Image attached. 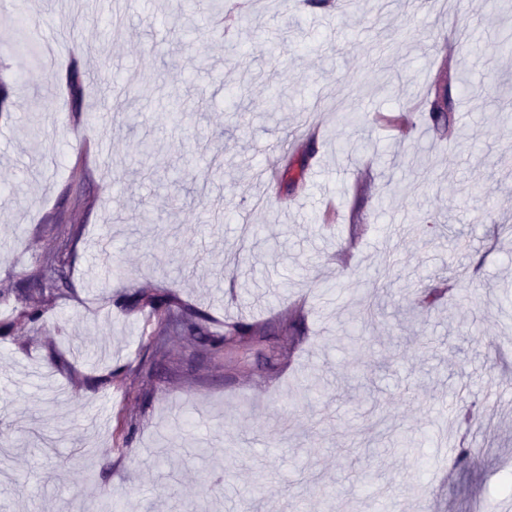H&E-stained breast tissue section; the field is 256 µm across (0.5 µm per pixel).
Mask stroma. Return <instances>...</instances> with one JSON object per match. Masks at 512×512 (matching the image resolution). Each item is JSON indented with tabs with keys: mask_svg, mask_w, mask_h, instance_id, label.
I'll return each mask as SVG.
<instances>
[{
	"mask_svg": "<svg viewBox=\"0 0 512 512\" xmlns=\"http://www.w3.org/2000/svg\"><path fill=\"white\" fill-rule=\"evenodd\" d=\"M210 2L187 39L173 0H0V512H483L512 479V52L462 54L448 25L500 40L498 0H249L218 24ZM84 8L99 25L72 28ZM31 16L51 65L18 32ZM464 70L485 92L453 89L460 138L425 116ZM133 73L150 96L108 97ZM402 110L406 133L378 120ZM56 251L70 285L30 323L17 289ZM141 288L266 336L158 342L159 315L116 304Z\"/></svg>",
	"mask_w": 512,
	"mask_h": 512,
	"instance_id": "stroma-1",
	"label": "stroma"
}]
</instances>
